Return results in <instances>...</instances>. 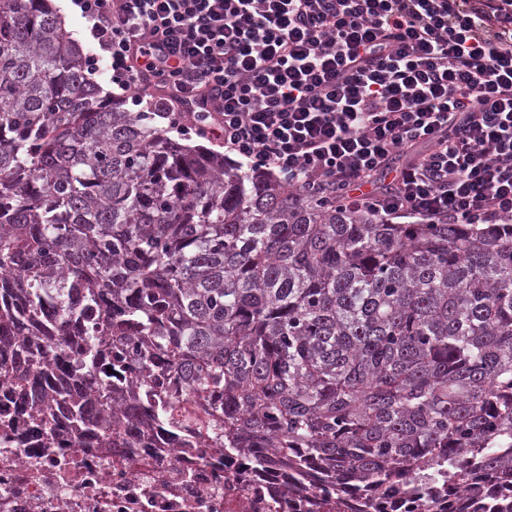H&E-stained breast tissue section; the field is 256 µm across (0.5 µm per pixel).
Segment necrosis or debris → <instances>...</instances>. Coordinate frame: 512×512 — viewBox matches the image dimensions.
I'll return each instance as SVG.
<instances>
[{
	"label": "necrosis or debris",
	"instance_id": "necrosis-or-debris-1",
	"mask_svg": "<svg viewBox=\"0 0 512 512\" xmlns=\"http://www.w3.org/2000/svg\"><path fill=\"white\" fill-rule=\"evenodd\" d=\"M0 393V512H473L457 489L423 501L350 484L333 496L302 488L276 458L252 468L219 448L148 447L145 423L121 427L124 447L86 445L65 411L53 415L56 435L45 442L33 421L14 418ZM24 447L7 445L13 430Z\"/></svg>",
	"mask_w": 512,
	"mask_h": 512
}]
</instances>
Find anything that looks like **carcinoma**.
Instances as JSON below:
<instances>
[{"label": "carcinoma", "instance_id": "1", "mask_svg": "<svg viewBox=\"0 0 512 512\" xmlns=\"http://www.w3.org/2000/svg\"><path fill=\"white\" fill-rule=\"evenodd\" d=\"M90 72L47 0H0V367L14 357L19 411L64 404L90 439L147 415L182 448L270 452L332 489L497 472L493 512H512V224L307 198Z\"/></svg>", "mask_w": 512, "mask_h": 512}]
</instances>
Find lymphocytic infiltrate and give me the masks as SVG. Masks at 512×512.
I'll return each instance as SVG.
<instances>
[{
    "mask_svg": "<svg viewBox=\"0 0 512 512\" xmlns=\"http://www.w3.org/2000/svg\"><path fill=\"white\" fill-rule=\"evenodd\" d=\"M73 2L113 84L288 187L417 224L512 218V0Z\"/></svg>",
    "mask_w": 512,
    "mask_h": 512,
    "instance_id": "f902f5d3",
    "label": "lymphocytic infiltrate"
}]
</instances>
